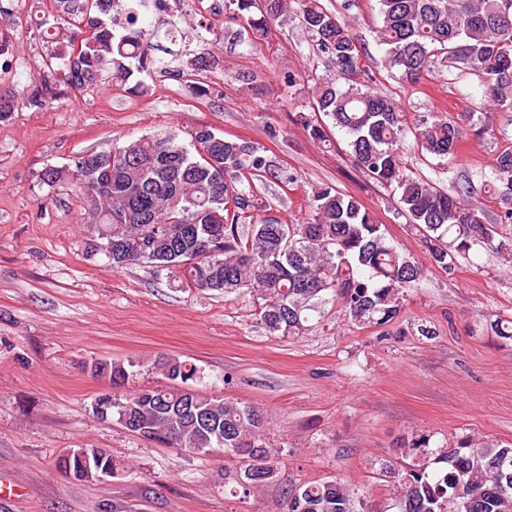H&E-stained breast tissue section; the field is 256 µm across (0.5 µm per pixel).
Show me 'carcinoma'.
<instances>
[{"label":"carcinoma","instance_id":"1","mask_svg":"<svg viewBox=\"0 0 512 512\" xmlns=\"http://www.w3.org/2000/svg\"><path fill=\"white\" fill-rule=\"evenodd\" d=\"M62 4L70 27L50 39L62 81L79 91L93 90L110 73L130 77L129 64L167 69L153 55L159 40L177 41V30L160 32L139 24L132 8L126 19L111 17V0H53ZM261 16L249 15L256 0H228L232 19L246 18L252 35L262 40L272 20L283 17L287 0H264ZM301 23L318 53L348 82L343 90L326 81L316 88L315 110L351 135L355 165L370 179L398 192L407 222L422 236L431 262L454 271L457 259L480 246L512 261V235L498 231L512 224V149L501 152L493 177L481 184L499 204L495 223L466 204L474 194L470 181L453 190L440 188L406 172L401 148L407 136L425 153L452 161L459 154L462 127L425 116L408 126L402 110L358 80L363 46L350 27L322 7L320 0H297ZM380 38L385 66L409 83L429 75L437 62L477 75L485 95L512 112V0H379ZM49 85L24 101L0 97V121L18 105L41 109ZM312 139L329 141L318 118L304 119ZM103 164L89 168L80 156L64 173L49 168L46 184L68 178L79 196L90 200L87 225L90 249L111 241L123 244L112 254L118 270L138 262L178 276L187 288L257 292L259 321L272 335L299 333L308 312L332 299L341 302L356 325L382 326L396 318L404 289L422 268L406 251L388 243L370 212L354 196L332 188L314 193L311 218L285 224L264 215L270 210L257 191L269 179L293 184L296 176L253 141L227 139L208 126L191 133L190 146L171 136L140 137L101 152ZM138 363L104 360L95 373L122 389L112 398L108 418L121 423L128 414L153 441L195 454L222 453L235 462L247 494L267 482L257 474L245 482L243 448H264V416L250 406L206 397L194 390L198 368L175 358L156 360L151 369L174 382L166 388L123 390ZM412 462L400 470L382 464L398 479L395 512H512V444L457 441L453 448L431 449L429 439L408 444ZM301 512H358L354 494L338 481L298 488Z\"/></svg>","mask_w":512,"mask_h":512}]
</instances>
